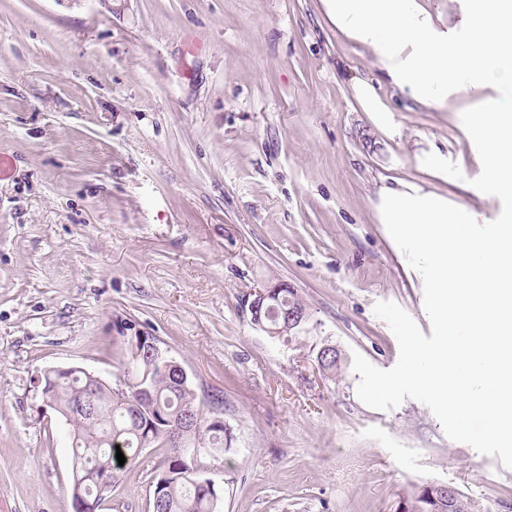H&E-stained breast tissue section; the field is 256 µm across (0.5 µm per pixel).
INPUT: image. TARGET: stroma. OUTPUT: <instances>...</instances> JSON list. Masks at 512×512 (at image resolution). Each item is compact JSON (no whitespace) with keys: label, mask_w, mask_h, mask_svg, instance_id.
Masks as SVG:
<instances>
[{"label":"stroma","mask_w":512,"mask_h":512,"mask_svg":"<svg viewBox=\"0 0 512 512\" xmlns=\"http://www.w3.org/2000/svg\"><path fill=\"white\" fill-rule=\"evenodd\" d=\"M378 75L321 0H0V512H73L69 433L38 379L119 373L127 323L201 401L222 399L223 512H393L430 482L512 512L499 457L449 439L419 401L379 411L356 393L354 355L399 356L376 302L431 332L422 277L378 220L383 179L482 223L502 210L470 184L466 113L383 82L377 121L352 80ZM430 153L463 180L427 169ZM265 283L307 305L292 341L252 321ZM160 459L143 449L99 512H151Z\"/></svg>","instance_id":"stroma-1"}]
</instances>
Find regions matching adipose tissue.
Returning a JSON list of instances; mask_svg holds the SVG:
<instances>
[{
  "label": "adipose tissue",
  "mask_w": 512,
  "mask_h": 512,
  "mask_svg": "<svg viewBox=\"0 0 512 512\" xmlns=\"http://www.w3.org/2000/svg\"><path fill=\"white\" fill-rule=\"evenodd\" d=\"M337 30L361 46L384 76L418 106L455 111L475 88L491 97L469 109L489 187L512 192V0H468L469 31L448 34L430 0H322Z\"/></svg>",
  "instance_id": "obj_1"
}]
</instances>
